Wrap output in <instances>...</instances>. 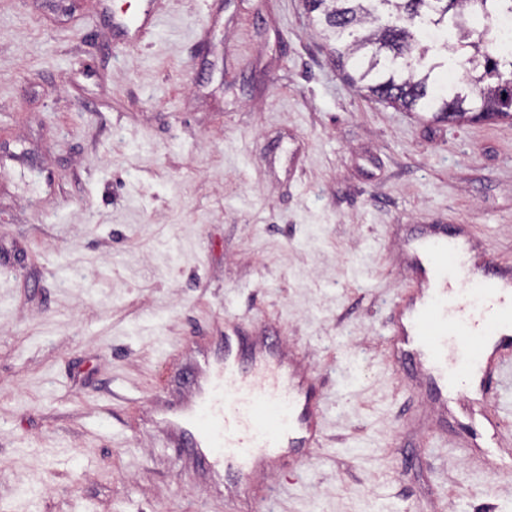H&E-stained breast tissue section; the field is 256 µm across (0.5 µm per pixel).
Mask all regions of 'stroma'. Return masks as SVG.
<instances>
[{"label":"stroma","mask_w":512,"mask_h":512,"mask_svg":"<svg viewBox=\"0 0 512 512\" xmlns=\"http://www.w3.org/2000/svg\"><path fill=\"white\" fill-rule=\"evenodd\" d=\"M414 224L512 264V120L367 97L305 0H0V512H251L157 415L231 326L325 403L272 512H512L478 424L393 359Z\"/></svg>","instance_id":"35a3bbf8"}]
</instances>
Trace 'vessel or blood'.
Masks as SVG:
<instances>
[{
    "mask_svg": "<svg viewBox=\"0 0 512 512\" xmlns=\"http://www.w3.org/2000/svg\"><path fill=\"white\" fill-rule=\"evenodd\" d=\"M407 266L420 285L389 334L404 356L428 372L434 391L459 392L473 378L495 389L512 369V267L474 269L464 243L448 231L415 237ZM194 399L176 408V426L198 462L228 489L251 488L259 469H275L289 448L319 447L323 430L313 376L272 347H246L224 335L200 353Z\"/></svg>",
    "mask_w": 512,
    "mask_h": 512,
    "instance_id": "vessel-or-blood-1",
    "label": "vessel or blood"
}]
</instances>
